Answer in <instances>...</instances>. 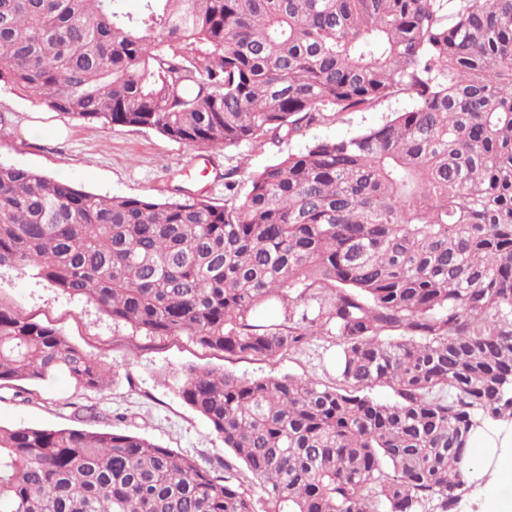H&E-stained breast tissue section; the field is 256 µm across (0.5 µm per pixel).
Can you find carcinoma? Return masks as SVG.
<instances>
[{
    "instance_id": "carcinoma-1",
    "label": "carcinoma",
    "mask_w": 512,
    "mask_h": 512,
    "mask_svg": "<svg viewBox=\"0 0 512 512\" xmlns=\"http://www.w3.org/2000/svg\"><path fill=\"white\" fill-rule=\"evenodd\" d=\"M1 83L211 150L413 106L277 157L241 198L225 171L224 206L0 164V269L239 358L338 346L332 383L178 380L251 490L227 461L87 428L91 404L74 426L0 425V512H455L471 437L512 420V0H0ZM58 377L108 386L57 328L0 306V388Z\"/></svg>"
}]
</instances>
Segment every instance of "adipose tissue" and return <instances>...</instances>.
<instances>
[{
	"label": "adipose tissue",
	"mask_w": 512,
	"mask_h": 512,
	"mask_svg": "<svg viewBox=\"0 0 512 512\" xmlns=\"http://www.w3.org/2000/svg\"><path fill=\"white\" fill-rule=\"evenodd\" d=\"M472 446L469 466L479 485L475 512H512V421L486 423Z\"/></svg>",
	"instance_id": "adipose-tissue-1"
}]
</instances>
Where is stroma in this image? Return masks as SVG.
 Returning <instances> with one entry per match:
<instances>
[{"label": "stroma", "mask_w": 512, "mask_h": 512, "mask_svg": "<svg viewBox=\"0 0 512 512\" xmlns=\"http://www.w3.org/2000/svg\"><path fill=\"white\" fill-rule=\"evenodd\" d=\"M409 98L391 100L368 112L342 115L309 127L279 146L243 143L228 149L198 151L160 132L135 127L84 124L50 111L34 100L0 87V163L64 179L83 191L107 196L164 200L174 186L203 193L221 205L224 172L236 173L239 194H246L252 173L276 156L302 150L308 142L341 139L411 108ZM0 306L57 327L67 340L107 369L111 384L103 392L76 390L60 378L33 387V400L0 391V424L68 427L70 406L96 404L100 429L121 418L122 429L193 458L201 466L230 459L221 438L177 392V380L190 367L216 368L257 378L291 374L329 380L334 375L336 339L317 336L301 351L278 360H237L204 348L185 336H151L112 320L97 305L52 288L31 271L0 272Z\"/></svg>", "instance_id": "obj_1"}]
</instances>
